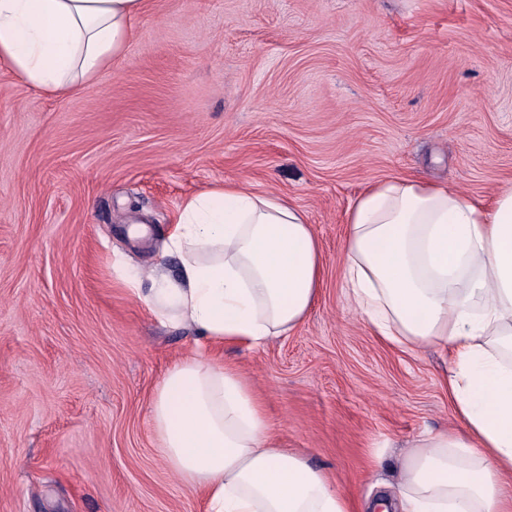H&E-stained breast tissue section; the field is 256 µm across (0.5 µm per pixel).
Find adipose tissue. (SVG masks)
Here are the masks:
<instances>
[{"mask_svg": "<svg viewBox=\"0 0 512 512\" xmlns=\"http://www.w3.org/2000/svg\"><path fill=\"white\" fill-rule=\"evenodd\" d=\"M145 0H0V61L33 88L81 90L121 56ZM343 281L376 335L450 354L442 379L464 433L420 438L384 512H512V187L492 204L450 185L390 178L348 211ZM179 277L151 275L148 310L207 346L292 333L319 294L305 211L242 185L183 201L167 243ZM151 422L206 512H357L328 473L288 450L262 400L205 350L174 362Z\"/></svg>", "mask_w": 512, "mask_h": 512, "instance_id": "adipose-tissue-1", "label": "adipose tissue"}]
</instances>
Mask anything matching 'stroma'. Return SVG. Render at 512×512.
I'll use <instances>...</instances> for the list:
<instances>
[{"instance_id": "obj_1", "label": "stroma", "mask_w": 512, "mask_h": 512, "mask_svg": "<svg viewBox=\"0 0 512 512\" xmlns=\"http://www.w3.org/2000/svg\"><path fill=\"white\" fill-rule=\"evenodd\" d=\"M395 177L486 203L512 183V0H147L80 92L0 64V512H204L150 421L200 336L122 275L178 276V209L221 183L303 208L322 275L288 337L217 356L349 497L392 494L412 442L463 429L442 355L376 336L343 288L347 211Z\"/></svg>"}]
</instances>
